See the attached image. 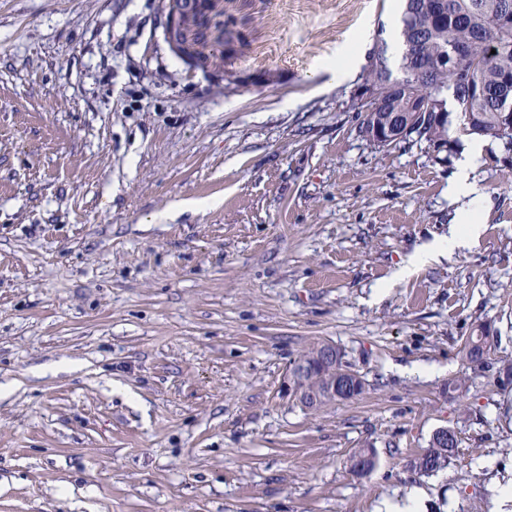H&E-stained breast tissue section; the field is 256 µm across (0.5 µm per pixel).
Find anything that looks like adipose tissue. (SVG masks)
Listing matches in <instances>:
<instances>
[{
	"label": "adipose tissue",
	"mask_w": 512,
	"mask_h": 512,
	"mask_svg": "<svg viewBox=\"0 0 512 512\" xmlns=\"http://www.w3.org/2000/svg\"><path fill=\"white\" fill-rule=\"evenodd\" d=\"M483 156V142L473 141L460 161L455 177L448 183V199L458 205L459 221L451 225L447 237L425 245L417 255L418 260L427 262L446 257L449 252L468 247L476 238L479 232L477 210L487 192L484 186L472 179L471 173Z\"/></svg>",
	"instance_id": "obj_1"
}]
</instances>
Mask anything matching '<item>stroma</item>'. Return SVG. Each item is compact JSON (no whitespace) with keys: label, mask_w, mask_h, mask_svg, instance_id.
Wrapping results in <instances>:
<instances>
[{"label":"stroma","mask_w":512,"mask_h":512,"mask_svg":"<svg viewBox=\"0 0 512 512\" xmlns=\"http://www.w3.org/2000/svg\"><path fill=\"white\" fill-rule=\"evenodd\" d=\"M224 15L237 84L174 55L162 0H0V512H377L417 488L423 512H490L512 480V165L490 142L477 239L414 262L455 221L469 139L439 161L360 135L397 0ZM479 325L482 367L461 353ZM321 341L365 390L313 410L292 368ZM441 427L454 462L411 473Z\"/></svg>","instance_id":"obj_1"}]
</instances>
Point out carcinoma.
<instances>
[{"instance_id":"carcinoma-1","label":"carcinoma","mask_w":512,"mask_h":512,"mask_svg":"<svg viewBox=\"0 0 512 512\" xmlns=\"http://www.w3.org/2000/svg\"><path fill=\"white\" fill-rule=\"evenodd\" d=\"M512 9V0H445L442 15L425 7V0H404L400 38L402 54L401 76L393 75L387 48L378 49L380 65L368 66L364 85L393 86V96L384 100L376 113L360 112L359 132L369 134L373 121L387 112H408L412 104L419 106L416 122L423 126L425 144L441 154L450 150V130L466 136L500 140V99L505 90L504 78L512 76V26L499 24L501 14ZM214 13L195 29L182 53L214 71L224 69L225 46L233 41V32L223 20L221 3ZM461 49V56L448 67L451 47ZM331 347L317 343L303 352L294 362L304 405L319 409L335 400L327 394L325 378L329 369L314 374H301L304 366L315 364L321 353ZM476 347L485 355L492 351L491 339L485 329L467 337L463 352L470 357ZM459 439L452 429L435 431L424 453L410 460L411 470L419 476H432L448 468L457 456ZM370 457L376 467L377 452L371 447L358 448L350 455L349 471L358 475L357 464Z\"/></svg>"}]
</instances>
